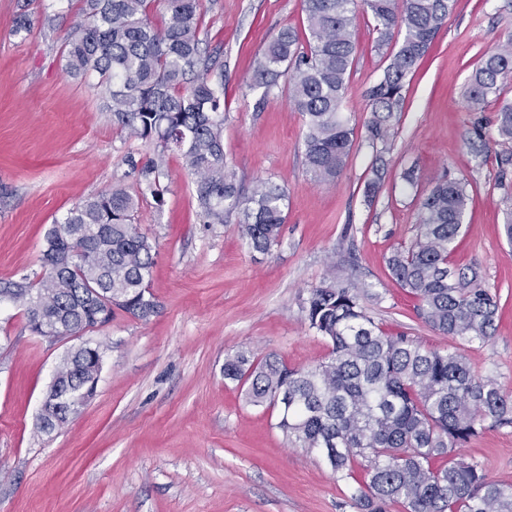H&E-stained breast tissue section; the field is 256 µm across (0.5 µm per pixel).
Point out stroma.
<instances>
[{
	"instance_id": "35a3bbf8",
	"label": "stroma",
	"mask_w": 512,
	"mask_h": 512,
	"mask_svg": "<svg viewBox=\"0 0 512 512\" xmlns=\"http://www.w3.org/2000/svg\"><path fill=\"white\" fill-rule=\"evenodd\" d=\"M81 6L0 0V279L42 273L54 220L119 186L138 196V229L155 246L149 285L158 309L146 321L118 311L107 325L54 339L31 334L24 306L0 304V512H358L354 482L289 441L276 407L249 404L224 377L225 358L239 352L292 368L324 361L328 345L305 307L311 289L333 278L351 283L385 329L461 350L512 396V243L503 232L512 165L499 162L494 110L475 115L463 97L481 58L512 38V0H457L406 80L384 186L371 201L366 92L386 65L371 15L356 22L344 103L354 143L341 176L323 184L304 164L305 122L287 85L267 97L251 86L270 37L303 30L300 0H203L202 35L224 54L226 162L244 192L269 180L288 196L280 241L265 254L247 248L238 215L208 222L180 154L128 137L94 81L64 73V41ZM23 12L32 25L18 34ZM481 140L489 150H477ZM151 161L160 205L139 185ZM442 176L466 181L470 194L449 265L478 269L501 298L483 344L428 326L386 263L414 241L419 199ZM85 343L102 352L96 393L66 425L42 433L54 372ZM461 453L512 484V424H486Z\"/></svg>"
}]
</instances>
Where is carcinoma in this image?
Instances as JSON below:
<instances>
[{"instance_id": "cac0c4a2", "label": "carcinoma", "mask_w": 512, "mask_h": 512, "mask_svg": "<svg viewBox=\"0 0 512 512\" xmlns=\"http://www.w3.org/2000/svg\"><path fill=\"white\" fill-rule=\"evenodd\" d=\"M82 20L64 42L65 71L95 74L112 120L161 152L177 150L197 176L196 198L212 224L240 215L248 248L266 253L279 242L287 194L259 181L244 195L224 159V62L201 38L202 0H82ZM377 46L402 37L378 82L367 91L365 140L376 149L365 194L379 192L392 120L404 101L407 76L446 24L455 0H363ZM166 13L155 26L150 12ZM358 0H302L304 35L283 28L254 65L252 85L268 97L289 80L293 109L305 120L304 162L317 182L343 172L354 129L344 117L347 80L356 55ZM512 73V39L486 54L468 76L472 112L499 102L495 127L512 142V102L500 101ZM160 197L159 171L140 169ZM467 183L439 178L419 201L410 247L388 259L393 278L418 301L417 315L452 339L493 337L499 297L472 267L453 270L448 256L461 235ZM136 199L122 187L81 200L47 232L43 263L53 272L35 280L0 281V303L26 304L29 330L70 337L112 320L116 307L148 320L158 307L148 283L155 251L134 224ZM309 328L329 343L327 360L290 369L279 358L245 353L224 361V378L246 386L249 403L279 407L277 427L292 442L318 448L339 480L356 483L360 512H512V484L492 480L460 447L490 419L512 423V398L496 379L476 373L457 349H427L385 332L350 284L322 283L306 305ZM86 345L64 358L60 381L79 385L93 371ZM445 459L447 463L437 464Z\"/></svg>"}]
</instances>
